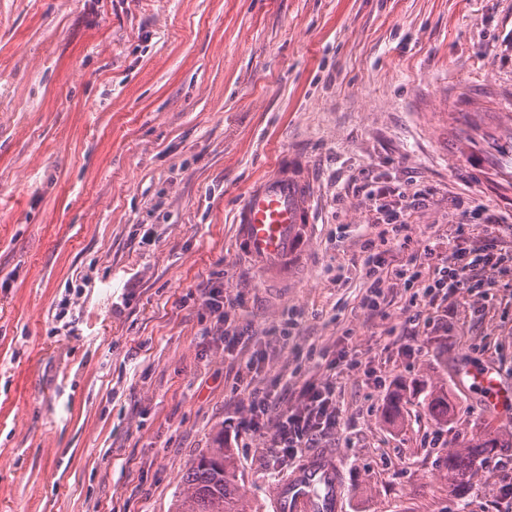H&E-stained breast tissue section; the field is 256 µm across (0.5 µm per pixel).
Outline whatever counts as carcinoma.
<instances>
[{
    "mask_svg": "<svg viewBox=\"0 0 512 512\" xmlns=\"http://www.w3.org/2000/svg\"><path fill=\"white\" fill-rule=\"evenodd\" d=\"M504 443L497 435L479 436L466 448L448 452V488L456 496L474 488L475 463L499 454ZM182 492L172 512H246L236 458L230 448H210L200 455L182 480Z\"/></svg>",
    "mask_w": 512,
    "mask_h": 512,
    "instance_id": "carcinoma-1",
    "label": "carcinoma"
}]
</instances>
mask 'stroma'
<instances>
[{"mask_svg": "<svg viewBox=\"0 0 512 512\" xmlns=\"http://www.w3.org/2000/svg\"><path fill=\"white\" fill-rule=\"evenodd\" d=\"M509 83L512 0H0V512H169L221 443L246 506L275 512L284 475L234 384L257 349L291 407L325 356L349 363L335 433L302 451L337 452L339 512H500L511 449L464 499L444 474L449 450L512 436L467 377L512 387V275L483 301L436 297L417 330L391 267L382 314L360 302L389 208L410 226L400 263L436 266L483 245L484 221L512 224L488 184L512 130L471 126L480 101L454 98ZM292 149L318 235L295 283L271 288L233 213ZM382 186L422 198L366 199ZM215 274L251 334L230 353L198 297Z\"/></svg>", "mask_w": 512, "mask_h": 512, "instance_id": "35a3bbf8", "label": "stroma"}]
</instances>
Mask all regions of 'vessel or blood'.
Instances as JSON below:
<instances>
[{
	"mask_svg": "<svg viewBox=\"0 0 512 512\" xmlns=\"http://www.w3.org/2000/svg\"><path fill=\"white\" fill-rule=\"evenodd\" d=\"M489 94L495 103L493 119L512 127V87L496 86ZM313 209V176L296 152L281 154L273 172L244 193L236 213L238 248L269 285L287 282L309 250ZM472 379L491 411L512 410V390L501 387L491 372L473 373ZM340 474L335 453L313 454L278 486V512H337Z\"/></svg>",
	"mask_w": 512,
	"mask_h": 512,
	"instance_id": "obj_1",
	"label": "vessel or blood"
}]
</instances>
